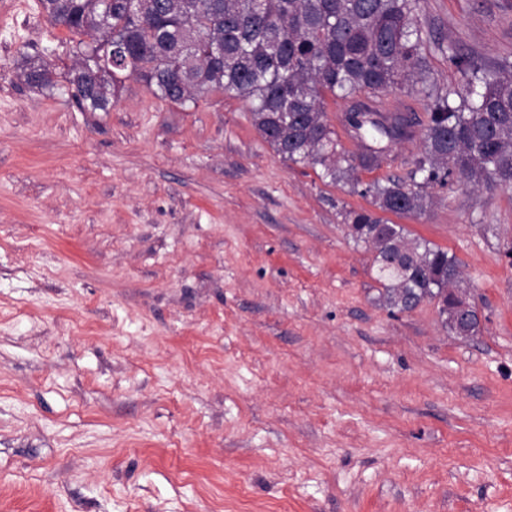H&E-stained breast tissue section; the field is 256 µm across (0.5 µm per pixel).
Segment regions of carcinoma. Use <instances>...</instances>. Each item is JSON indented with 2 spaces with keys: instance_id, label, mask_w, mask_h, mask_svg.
I'll list each match as a JSON object with an SVG mask.
<instances>
[{
  "instance_id": "1",
  "label": "carcinoma",
  "mask_w": 512,
  "mask_h": 512,
  "mask_svg": "<svg viewBox=\"0 0 512 512\" xmlns=\"http://www.w3.org/2000/svg\"><path fill=\"white\" fill-rule=\"evenodd\" d=\"M419 0H40L52 24L78 38L77 62L64 73L85 110L108 112L121 76L156 97L184 105L209 93L251 103L254 126L284 159L347 179L371 204L396 215L423 214L429 189L455 180L512 188V62L493 67L448 46L466 88L434 96L426 119L385 115L362 97L416 90L423 81ZM24 82L52 90L58 74L26 57ZM348 101L345 122L363 152H347L328 122L326 94ZM420 128L421 149L407 177L359 188L357 168L372 166L389 146ZM352 237L374 250L386 301L410 311L426 299L459 336L477 321L462 307L461 271L448 251L410 237L400 224L367 209L349 210Z\"/></svg>"
}]
</instances>
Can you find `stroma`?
I'll list each match as a JSON object with an SVG mask.
<instances>
[{
	"mask_svg": "<svg viewBox=\"0 0 512 512\" xmlns=\"http://www.w3.org/2000/svg\"><path fill=\"white\" fill-rule=\"evenodd\" d=\"M426 72L512 60V0H419ZM67 31L0 0V512H512V190L453 182L421 216L479 315L387 307L343 214L248 102L110 111L66 82ZM21 77L29 86L41 90H53L58 84L55 68L41 58L25 57Z\"/></svg>",
	"mask_w": 512,
	"mask_h": 512,
	"instance_id": "stroma-1",
	"label": "stroma"
}]
</instances>
